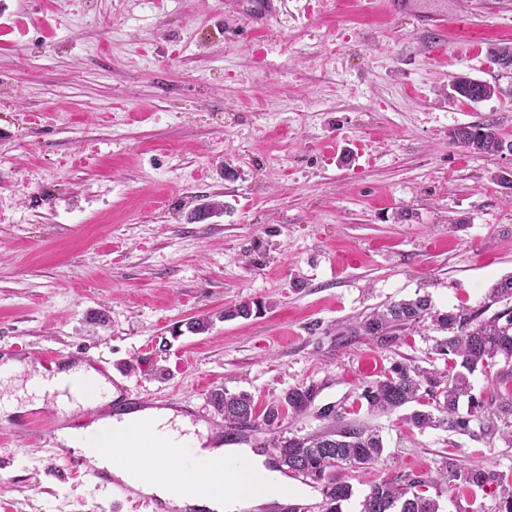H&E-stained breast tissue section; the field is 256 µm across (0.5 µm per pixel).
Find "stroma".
<instances>
[{"instance_id": "obj_1", "label": "stroma", "mask_w": 512, "mask_h": 512, "mask_svg": "<svg viewBox=\"0 0 512 512\" xmlns=\"http://www.w3.org/2000/svg\"><path fill=\"white\" fill-rule=\"evenodd\" d=\"M249 2L0 0V353L104 360L148 407L256 450L268 431L229 433L211 392L262 408L312 388L280 436L351 422L384 439L378 464L344 471L356 498L450 454L512 476V360L472 377L494 434L420 431L357 395L405 357L443 368L430 332H342L425 293L440 312L480 307L512 274V192L491 178L512 156L448 143L482 119L512 138V72L483 53L512 43V0H414L468 12V33L438 41L385 0H288L265 29ZM457 76L500 91L450 97ZM244 299L267 307L223 319ZM201 314L210 330L185 332ZM4 425L0 512H150Z\"/></svg>"}]
</instances>
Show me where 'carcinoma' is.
I'll use <instances>...</instances> for the list:
<instances>
[{
  "mask_svg": "<svg viewBox=\"0 0 512 512\" xmlns=\"http://www.w3.org/2000/svg\"><path fill=\"white\" fill-rule=\"evenodd\" d=\"M457 95L470 102L491 98L499 88L487 81L460 76L454 80ZM450 143L481 156L504 153L503 133L492 119L454 128ZM494 303L508 306L484 317L488 308L463 307L456 312L439 313L429 296H418L388 304L370 315L359 327L369 336H391L411 327L441 333L434 339V354L445 361L446 369H426L404 362L394 363L378 379L364 386L360 403L371 412L391 413L410 403L417 408L404 415L406 424L420 430L443 428L465 434L482 412V400L473 393L470 377L494 365L497 359H512V275L501 278L490 291ZM255 302L242 300L224 310L225 318H248ZM310 388L295 387L284 397L267 405L257 415L253 398L246 392H212L216 410L224 422L250 430L258 426L268 431L278 428L285 413H301L310 405ZM269 447L276 452L277 469L301 475L322 487L324 512H342V504L353 496V488L336 470L345 466L366 468L383 455L379 431L355 425L344 426L306 437L272 438ZM461 494L494 488L498 512H512V479L479 465L465 466L448 455L439 476L390 479L374 483L359 502L358 512H440L438 497L430 490L443 484Z\"/></svg>",
  "mask_w": 512,
  "mask_h": 512,
  "instance_id": "cac0c4a2",
  "label": "carcinoma"
}]
</instances>
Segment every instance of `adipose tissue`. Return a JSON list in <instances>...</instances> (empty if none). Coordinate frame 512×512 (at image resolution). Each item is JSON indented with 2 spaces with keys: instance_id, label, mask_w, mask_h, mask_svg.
Returning <instances> with one entry per match:
<instances>
[{
  "instance_id": "ef3b65f1",
  "label": "adipose tissue",
  "mask_w": 512,
  "mask_h": 512,
  "mask_svg": "<svg viewBox=\"0 0 512 512\" xmlns=\"http://www.w3.org/2000/svg\"><path fill=\"white\" fill-rule=\"evenodd\" d=\"M144 423L152 426V436H139ZM191 428L190 419L174 410L145 408L99 420L80 436L63 429L60 437L65 444L79 448L84 438L112 430V451L97 456V466L170 506H189L196 512H251L262 504L283 502L288 480L267 467L263 455L250 448L226 446L206 435L197 436ZM131 454L141 463L139 471H131L124 463ZM158 467L163 468V476L152 477V470ZM248 469L263 472V492L245 487L243 473Z\"/></svg>"
}]
</instances>
